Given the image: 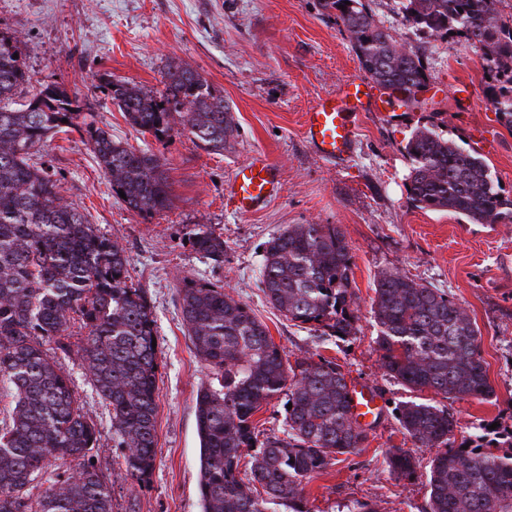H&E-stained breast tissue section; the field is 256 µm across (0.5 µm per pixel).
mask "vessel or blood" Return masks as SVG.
<instances>
[{"label": "vessel or blood", "mask_w": 512, "mask_h": 512, "mask_svg": "<svg viewBox=\"0 0 512 512\" xmlns=\"http://www.w3.org/2000/svg\"><path fill=\"white\" fill-rule=\"evenodd\" d=\"M374 88L368 77H348L305 112V134L319 157L336 161L349 156L357 140V114L377 105ZM280 190L277 164L259 153L238 166L229 187V201L235 211L248 214L261 209ZM350 400L355 419H366L376 411L374 394L364 388L351 386Z\"/></svg>", "instance_id": "b4317fda"}]
</instances>
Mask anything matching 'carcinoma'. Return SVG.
<instances>
[{
  "label": "carcinoma",
  "mask_w": 512,
  "mask_h": 512,
  "mask_svg": "<svg viewBox=\"0 0 512 512\" xmlns=\"http://www.w3.org/2000/svg\"><path fill=\"white\" fill-rule=\"evenodd\" d=\"M495 0H399L403 19L431 33H461L482 51L489 101L512 132V22ZM349 33L359 63L379 86L409 98L427 82L421 58L377 24L362 0H325ZM345 9H339V6ZM21 40L0 35V386L12 400L0 419V512H112V478L94 463L93 423L69 376L46 346L73 354L109 407L112 440L122 449L117 475L148 482L157 456L159 349L146 290L128 283L125 249L90 224L60 192L40 151L59 132H76L109 178L114 195L137 213L172 204L162 158L112 138L82 112L77 93L59 83L33 84ZM112 101L138 132L162 139L174 131L218 153L236 125L224 96L199 74L170 62L163 89L146 91L109 81ZM413 161L409 198L423 210L448 212L472 224H511L512 198L500 196L488 166L422 127L404 146ZM193 250L224 262V238L208 228L190 237ZM352 255L337 224H293L266 243L262 290L295 326L310 325L344 338L354 333ZM373 313L385 375L410 390L448 397L489 398L479 331L446 293L399 271L376 284ZM182 320L209 372L197 390L202 512H311L305 483L337 456L363 446L367 432L350 415L349 385L340 365L311 356L284 360L267 326L224 287L183 278ZM86 329L77 349L73 325ZM283 436L258 441L254 416L280 395ZM400 428L425 447H445L432 460L429 495L421 512H512V432L489 440L479 424L466 448H450L456 422L448 408L407 401L395 407ZM250 477H240L244 452ZM391 473L409 478L415 459L404 448L387 453ZM53 484L34 493L39 477Z\"/></svg>",
  "instance_id": "carcinoma-1"
}]
</instances>
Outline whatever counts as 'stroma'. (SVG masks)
<instances>
[{"instance_id":"1","label":"stroma","mask_w":512,"mask_h":512,"mask_svg":"<svg viewBox=\"0 0 512 512\" xmlns=\"http://www.w3.org/2000/svg\"><path fill=\"white\" fill-rule=\"evenodd\" d=\"M364 2L422 57L428 81L417 103L395 115L360 113L354 154L327 161L311 149L302 116L361 66L349 34L324 0H0V33L20 37L33 79L77 86L83 112L113 138L160 155L172 183L168 209L140 214L114 196L78 134H58L42 150L69 201L126 249L128 281L146 289L152 304L161 353L156 463L146 487L115 483L112 512H201L194 405L207 371L176 302L186 276L221 285L248 305L285 358L334 360L350 383L376 393L379 415L363 447L337 456L306 485L312 512H349L358 501L373 504L376 512H421L436 451L403 434L393 415L399 403L445 405L457 423L454 446L481 422L512 430V223L472 224L416 208L406 185L411 162L403 152L416 129L432 128L480 154L494 183L512 196V132L497 122L486 98L478 50L465 39L450 41L404 22L396 0ZM172 61L197 71L223 94L239 129L224 151L206 152L181 133L159 140L136 131L102 87L109 77L161 89ZM461 83L475 91L474 106L458 100ZM256 152L280 166L283 187L268 207L241 215L227 204L226 187L236 167ZM201 224L224 239L222 265L192 249L188 237ZM291 224H337L344 231L353 256L354 335L340 340L295 326L265 300V244ZM387 270L444 290L467 311L481 332L492 397L446 399L385 376L371 307L377 278ZM59 361L95 426L96 466L111 473L117 453L108 408L74 357ZM392 448L410 450L417 462L414 477L389 471L385 457Z\"/></svg>"}]
</instances>
